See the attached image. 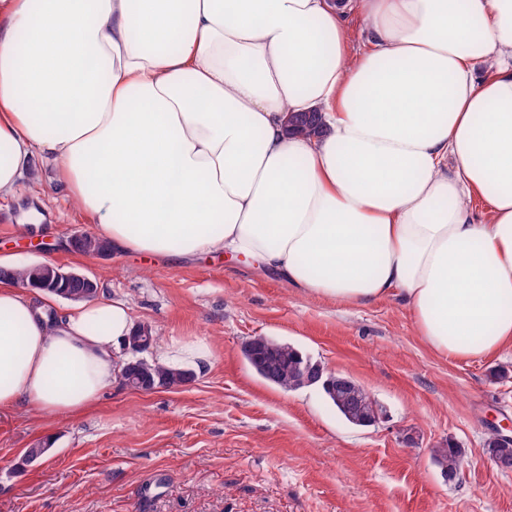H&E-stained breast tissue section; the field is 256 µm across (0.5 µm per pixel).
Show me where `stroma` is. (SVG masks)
<instances>
[{
    "mask_svg": "<svg viewBox=\"0 0 512 512\" xmlns=\"http://www.w3.org/2000/svg\"><path fill=\"white\" fill-rule=\"evenodd\" d=\"M42 175L0 198V258L83 273L161 341L203 342L211 357L177 389L115 381L85 414L0 412V512H512V470L485 446L490 422L512 423V346L453 360L422 342L400 300L303 295L221 251L83 255L71 238L95 225ZM255 336L355 380L380 419L357 427L319 388L267 383L241 353ZM449 443L466 457L451 483L432 456Z\"/></svg>",
    "mask_w": 512,
    "mask_h": 512,
    "instance_id": "1",
    "label": "stroma"
}]
</instances>
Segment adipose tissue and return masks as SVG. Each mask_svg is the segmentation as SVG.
<instances>
[{
	"label": "adipose tissue",
	"instance_id": "obj_1",
	"mask_svg": "<svg viewBox=\"0 0 512 512\" xmlns=\"http://www.w3.org/2000/svg\"><path fill=\"white\" fill-rule=\"evenodd\" d=\"M45 167L113 249L396 297L455 360L512 344V0H0V197ZM134 327L0 282V411H90ZM291 130L296 135H320L323 132L322 117L318 112L290 113Z\"/></svg>",
	"mask_w": 512,
	"mask_h": 512
}]
</instances>
